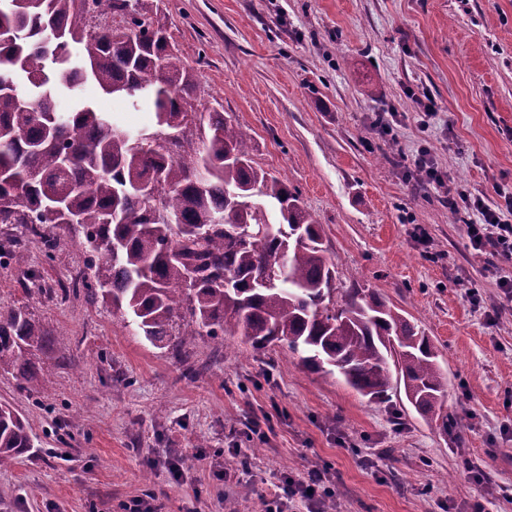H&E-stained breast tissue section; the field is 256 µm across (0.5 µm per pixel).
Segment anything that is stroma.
I'll list each match as a JSON object with an SVG mask.
<instances>
[{"label": "stroma", "instance_id": "1", "mask_svg": "<svg viewBox=\"0 0 512 512\" xmlns=\"http://www.w3.org/2000/svg\"><path fill=\"white\" fill-rule=\"evenodd\" d=\"M160 7L202 106L246 128L255 164L297 189L322 225L337 295L376 289L432 338L443 412L460 426L419 415L402 384L372 402L281 347L201 336L177 357L110 308L62 296L88 259L79 226L53 229L48 259L22 225L0 224V311L26 308L54 340L33 355L47 392L0 372V404L34 435L0 470V512H124L149 492L163 512H226L232 501L261 512L286 478L323 468L326 512H512V302L470 249L467 213L412 180L425 147L486 203L512 192V0ZM416 94L436 102L435 116L415 111ZM378 112L400 113L392 135L372 128ZM418 224L429 248L413 237ZM187 364L195 378L182 377ZM267 413V440L251 437ZM170 454L182 458V482L160 464Z\"/></svg>", "mask_w": 512, "mask_h": 512}]
</instances>
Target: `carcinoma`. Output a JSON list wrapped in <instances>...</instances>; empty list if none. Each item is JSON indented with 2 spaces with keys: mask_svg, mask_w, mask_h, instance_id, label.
<instances>
[{
  "mask_svg": "<svg viewBox=\"0 0 512 512\" xmlns=\"http://www.w3.org/2000/svg\"><path fill=\"white\" fill-rule=\"evenodd\" d=\"M0 6V224L82 229L90 259L69 291L127 314L134 336L181 355L199 336L285 345L311 372L383 402L391 371L427 416L442 407L433 341L376 292L336 301L321 225L288 183L255 165L251 136L199 109L198 83L158 20L160 0H13ZM103 95L147 108L178 137L136 148ZM69 111L58 109L60 100ZM52 342L22 307L0 312V371L38 381L28 354ZM33 447L28 420L0 405V468Z\"/></svg>",
  "mask_w": 512,
  "mask_h": 512,
  "instance_id": "carcinoma-1",
  "label": "carcinoma"
}]
</instances>
